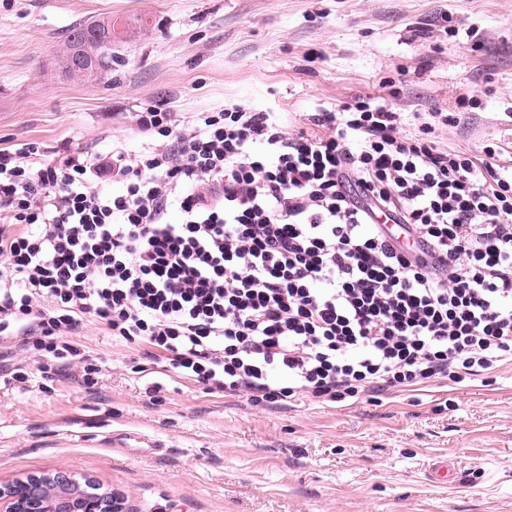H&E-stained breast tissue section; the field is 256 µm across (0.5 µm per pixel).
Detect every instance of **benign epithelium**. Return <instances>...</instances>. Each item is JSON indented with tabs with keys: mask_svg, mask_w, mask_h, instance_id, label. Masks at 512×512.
Listing matches in <instances>:
<instances>
[{
	"mask_svg": "<svg viewBox=\"0 0 512 512\" xmlns=\"http://www.w3.org/2000/svg\"><path fill=\"white\" fill-rule=\"evenodd\" d=\"M0 512H113L112 492L57 468L0 486Z\"/></svg>",
	"mask_w": 512,
	"mask_h": 512,
	"instance_id": "benign-epithelium-1",
	"label": "benign epithelium"
}]
</instances>
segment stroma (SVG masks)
I'll list each match as a JSON object with an SVG mask.
<instances>
[{
    "label": "stroma",
    "instance_id": "stroma-1",
    "mask_svg": "<svg viewBox=\"0 0 512 512\" xmlns=\"http://www.w3.org/2000/svg\"><path fill=\"white\" fill-rule=\"evenodd\" d=\"M112 17V70L85 80L56 63L65 32ZM395 80L384 87V78ZM396 111L479 110L440 148L512 166V0H0V149L40 143L47 158H91L143 138L132 112L184 119L226 102L301 119L357 95ZM104 354L96 385H0V481L62 467L126 496V512H512V365L490 385L441 380L328 408H259L165 380L149 403L133 349L90 323ZM458 411L436 412L446 399ZM448 458L456 481L430 483Z\"/></svg>",
    "mask_w": 512,
    "mask_h": 512
}]
</instances>
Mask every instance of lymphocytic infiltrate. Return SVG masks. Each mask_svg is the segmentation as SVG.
Returning <instances> with one entry per match:
<instances>
[{"label": "lymphocytic infiltrate", "mask_w": 512, "mask_h": 512, "mask_svg": "<svg viewBox=\"0 0 512 512\" xmlns=\"http://www.w3.org/2000/svg\"><path fill=\"white\" fill-rule=\"evenodd\" d=\"M304 127L249 103L148 143L0 149V383L105 362L85 322L208 394L326 406L512 363V167L439 148L458 116L358 95ZM386 223H375L376 214Z\"/></svg>", "instance_id": "lymphocytic-infiltrate-1"}]
</instances>
